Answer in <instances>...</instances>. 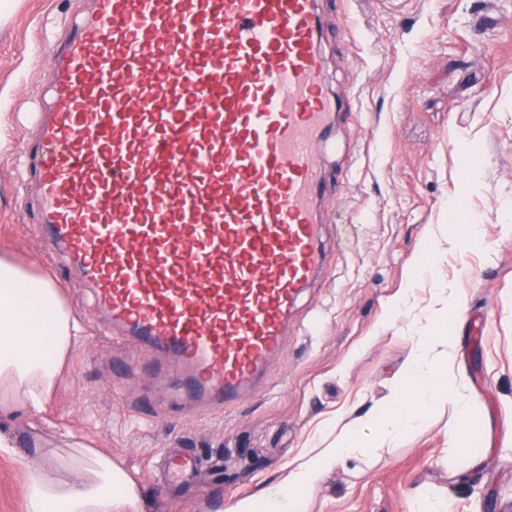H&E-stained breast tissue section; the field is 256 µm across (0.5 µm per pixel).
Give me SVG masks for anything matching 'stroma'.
Instances as JSON below:
<instances>
[{
  "instance_id": "obj_1",
  "label": "stroma",
  "mask_w": 512,
  "mask_h": 512,
  "mask_svg": "<svg viewBox=\"0 0 512 512\" xmlns=\"http://www.w3.org/2000/svg\"><path fill=\"white\" fill-rule=\"evenodd\" d=\"M326 78L352 110L336 126L324 202L328 225L351 224L301 308L311 336L290 337L270 378L229 412L172 401V372L147 347L98 343L112 326L68 268H53L37 206L20 185L32 114L52 80V53L82 0H0V255L56 281L82 325L43 409L0 416V512H24L39 448L59 436L110 451L143 487L142 512H225L232 500L285 487L310 448L385 406L411 347L431 335L430 308L464 295L448 381L471 396L480 455L450 439L458 408H429L394 443L343 460L308 494V512H502L512 505V0H327ZM481 158L467 196L462 150ZM481 226L483 248L448 246L450 204ZM431 246L429 263L423 246ZM192 448L197 490L167 484L164 451Z\"/></svg>"
}]
</instances>
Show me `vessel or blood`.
Instances as JSON below:
<instances>
[{
  "label": "vessel or blood",
  "instance_id": "b4317fda",
  "mask_svg": "<svg viewBox=\"0 0 512 512\" xmlns=\"http://www.w3.org/2000/svg\"><path fill=\"white\" fill-rule=\"evenodd\" d=\"M322 27L320 0H91L34 114L44 243L211 409L267 387L326 262Z\"/></svg>",
  "mask_w": 512,
  "mask_h": 512
}]
</instances>
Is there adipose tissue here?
Segmentation results:
<instances>
[{
    "label": "adipose tissue",
    "instance_id": "adipose-tissue-1",
    "mask_svg": "<svg viewBox=\"0 0 512 512\" xmlns=\"http://www.w3.org/2000/svg\"><path fill=\"white\" fill-rule=\"evenodd\" d=\"M80 325L59 288L0 258V404L40 409L58 385ZM441 336L419 341L411 350L390 401L372 416L374 438L350 430L326 448L306 451L288 475V490L277 496L239 500L227 512H306L305 495L326 472L383 440L402 439L420 421L427 406L450 400L461 425L451 438L466 447L473 431L472 401L450 386L434 353ZM132 481L111 453L86 445L48 448L40 466L29 469L23 486L25 512H136L140 499Z\"/></svg>",
    "mask_w": 512,
    "mask_h": 512
}]
</instances>
